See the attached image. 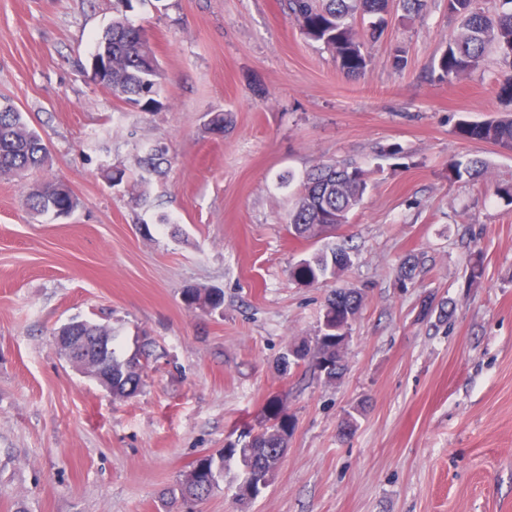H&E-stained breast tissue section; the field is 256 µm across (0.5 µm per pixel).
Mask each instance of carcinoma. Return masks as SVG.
Instances as JSON below:
<instances>
[{
  "label": "carcinoma",
  "instance_id": "cac0c4a2",
  "mask_svg": "<svg viewBox=\"0 0 512 512\" xmlns=\"http://www.w3.org/2000/svg\"><path fill=\"white\" fill-rule=\"evenodd\" d=\"M121 9L113 17L96 44L110 53V70L103 78L112 96L130 106L146 111L163 107V84L156 72L161 69L144 31L123 14L132 0H116ZM288 11L310 39L321 42L339 63L343 72L357 75L366 66L361 51V36L354 26L358 14L376 18L371 36L384 32L386 16L393 0H286ZM448 17L457 24V33L429 76L442 80L460 78L483 68L489 50H495L508 68L502 83V94L512 97V0H500L494 9L485 0H448ZM458 133L465 140L493 144L512 151V115L498 119L459 123ZM51 156L39 133L28 125L16 107L0 104V177L23 184L25 206L33 215L52 214L56 218L71 216L80 199L67 184L54 180L29 183L32 172L50 164ZM168 163L161 149H152L139 161L143 173L160 175ZM481 161L468 160L452 165L453 176L477 175ZM301 189L294 208L288 213V229L298 239L314 243L330 238L327 231L348 223L349 213L363 201L368 188L364 170L353 164H319L300 180ZM352 264L351 248L331 246L299 260L290 270L293 280L314 285L338 277ZM419 258H408L398 267L399 287L414 284ZM185 302L196 309L215 311L222 305L221 292L215 289L188 288ZM362 305V293L355 288H336L325 301L319 331L315 339L293 342L278 358L284 374L294 367L306 365L317 371L326 383L338 381L347 369L344 357L351 325ZM88 336H109L112 345V399H129L139 391L143 375L132 367V360L121 352L117 336L109 327L80 321ZM293 433L291 420L281 414L279 401L267 406V416L252 439L241 446L228 444L219 455L200 458L180 482L182 499L200 502L224 480V471L236 463L244 477L235 486V497L253 500L265 489L284 457L288 439Z\"/></svg>",
  "mask_w": 512,
  "mask_h": 512
}]
</instances>
